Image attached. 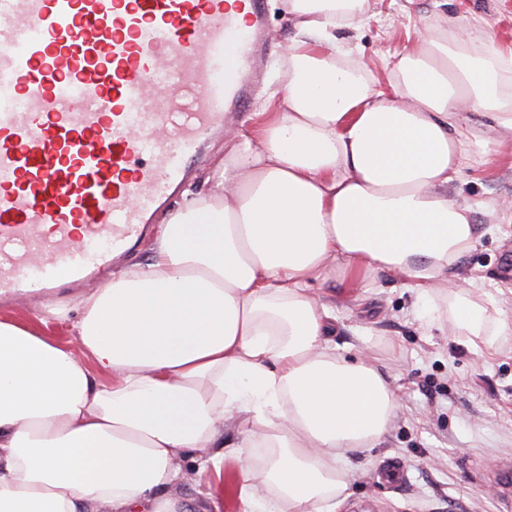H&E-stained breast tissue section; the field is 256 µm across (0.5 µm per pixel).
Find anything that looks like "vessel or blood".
Masks as SVG:
<instances>
[{
    "instance_id": "b4317fda",
    "label": "vessel or blood",
    "mask_w": 512,
    "mask_h": 512,
    "mask_svg": "<svg viewBox=\"0 0 512 512\" xmlns=\"http://www.w3.org/2000/svg\"><path fill=\"white\" fill-rule=\"evenodd\" d=\"M267 53L264 0H0V297L125 256Z\"/></svg>"
}]
</instances>
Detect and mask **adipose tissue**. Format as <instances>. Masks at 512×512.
<instances>
[{
    "instance_id": "adipose-tissue-1",
    "label": "adipose tissue",
    "mask_w": 512,
    "mask_h": 512,
    "mask_svg": "<svg viewBox=\"0 0 512 512\" xmlns=\"http://www.w3.org/2000/svg\"><path fill=\"white\" fill-rule=\"evenodd\" d=\"M365 2L285 0L297 36L271 111L229 137L208 193L163 216L146 262L79 301L89 363L0 321V512H185L186 452L216 468L257 446L243 512H329L347 491L337 458L379 443L397 399L369 359L336 355L311 286L389 273L428 301L452 286L475 243L472 207L448 197L469 114L512 134V52L427 26L376 89L336 45ZM446 314L512 335L459 296Z\"/></svg>"
}]
</instances>
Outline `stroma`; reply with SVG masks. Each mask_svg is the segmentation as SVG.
I'll use <instances>...</instances> for the list:
<instances>
[{
    "instance_id": "stroma-1",
    "label": "stroma",
    "mask_w": 512,
    "mask_h": 512,
    "mask_svg": "<svg viewBox=\"0 0 512 512\" xmlns=\"http://www.w3.org/2000/svg\"><path fill=\"white\" fill-rule=\"evenodd\" d=\"M467 24L472 38L495 36L512 48V0H369L357 28L338 31L349 61L361 67L376 87H384L409 37L422 22ZM271 56L262 84L245 112H230L223 134L207 143L206 163L193 170L187 188L205 191L226 131L248 130L251 112L282 84L283 52L294 37L282 0H267ZM471 120L479 129L456 178L450 200L472 206L477 239L459 261L456 274L468 298L512 317V155L494 154L487 142L495 130ZM336 315L332 344L337 354L365 355L387 376L399 407L387 433L375 447L344 455L350 494L337 500L336 512H512L503 490L484 477L491 458L512 459V335L493 344L454 333L448 322L425 323L423 305L404 288L400 277L380 275L369 290L348 288L330 279L317 291ZM394 458L404 467V482L393 487L378 476L380 464ZM238 465L225 463L221 473L197 474L185 458L187 483L180 493L191 512L210 499L218 512H241L236 493Z\"/></svg>"
}]
</instances>
